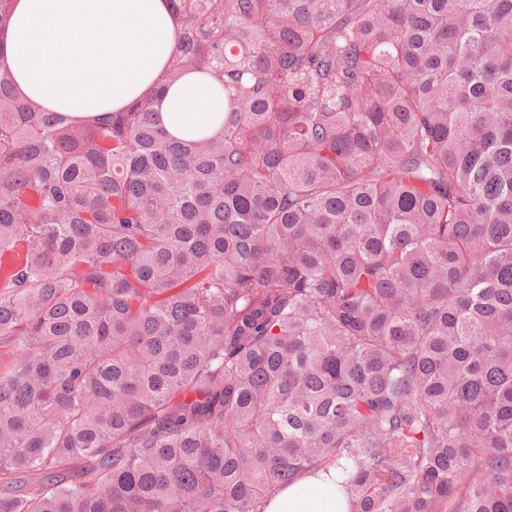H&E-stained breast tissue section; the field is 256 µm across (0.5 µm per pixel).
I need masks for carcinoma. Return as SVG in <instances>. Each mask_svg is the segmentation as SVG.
Wrapping results in <instances>:
<instances>
[{
  "mask_svg": "<svg viewBox=\"0 0 512 512\" xmlns=\"http://www.w3.org/2000/svg\"><path fill=\"white\" fill-rule=\"evenodd\" d=\"M227 99L0 75V512H512V0H172ZM156 108L175 139L211 135L224 120V87L208 74L189 69L168 88ZM264 512H350L345 495L336 486V469L316 471L280 489Z\"/></svg>",
  "mask_w": 512,
  "mask_h": 512,
  "instance_id": "cac0c4a2",
  "label": "carcinoma"
}]
</instances>
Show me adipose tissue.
Here are the masks:
<instances>
[{"label": "adipose tissue", "instance_id": "adipose-tissue-1", "mask_svg": "<svg viewBox=\"0 0 512 512\" xmlns=\"http://www.w3.org/2000/svg\"><path fill=\"white\" fill-rule=\"evenodd\" d=\"M170 0H13L0 61L24 100L82 120L150 94L177 41ZM157 110L176 139L207 136L224 120V88L188 70ZM264 512H349L335 473L305 475L280 489Z\"/></svg>", "mask_w": 512, "mask_h": 512}]
</instances>
